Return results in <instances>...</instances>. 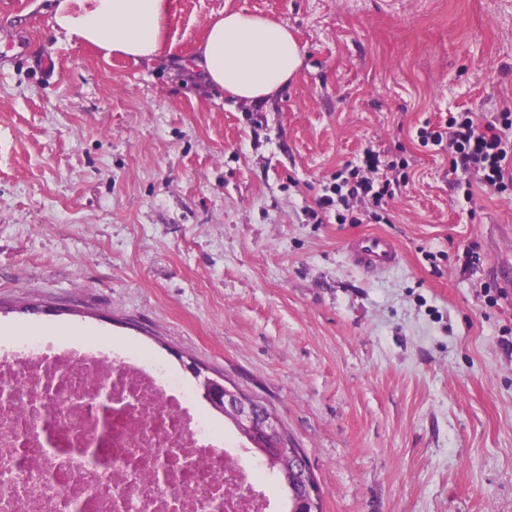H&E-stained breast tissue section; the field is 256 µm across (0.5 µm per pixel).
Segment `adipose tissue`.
<instances>
[{"instance_id": "1", "label": "adipose tissue", "mask_w": 512, "mask_h": 512, "mask_svg": "<svg viewBox=\"0 0 512 512\" xmlns=\"http://www.w3.org/2000/svg\"><path fill=\"white\" fill-rule=\"evenodd\" d=\"M53 27L104 56L150 62L166 53L170 0H53ZM303 47L287 26L244 11L211 20L185 67L211 89L260 104L298 72Z\"/></svg>"}]
</instances>
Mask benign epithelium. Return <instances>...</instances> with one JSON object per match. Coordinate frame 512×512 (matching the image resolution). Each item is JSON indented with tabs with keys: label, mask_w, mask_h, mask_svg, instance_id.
Here are the masks:
<instances>
[{
	"label": "benign epithelium",
	"mask_w": 512,
	"mask_h": 512,
	"mask_svg": "<svg viewBox=\"0 0 512 512\" xmlns=\"http://www.w3.org/2000/svg\"><path fill=\"white\" fill-rule=\"evenodd\" d=\"M187 369L199 380L203 394L212 405L224 411V414L235 422L242 433L255 440L280 438L281 425L269 409L230 387L224 379L203 374V368L193 362L188 364ZM261 453L267 466L286 479L293 474L301 481L312 476L310 466L300 451L291 448L286 451L283 449L270 451L263 448Z\"/></svg>",
	"instance_id": "benign-epithelium-1"
}]
</instances>
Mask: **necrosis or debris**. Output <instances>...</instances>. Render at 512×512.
I'll list each match as a JSON object with an SVG mask.
<instances>
[{
  "label": "necrosis or debris",
  "mask_w": 512,
  "mask_h": 512,
  "mask_svg": "<svg viewBox=\"0 0 512 512\" xmlns=\"http://www.w3.org/2000/svg\"><path fill=\"white\" fill-rule=\"evenodd\" d=\"M0 512H288L224 418L143 351L0 350Z\"/></svg>",
  "instance_id": "obj_1"
}]
</instances>
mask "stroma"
I'll return each instance as SVG.
<instances>
[{"mask_svg":"<svg viewBox=\"0 0 512 512\" xmlns=\"http://www.w3.org/2000/svg\"><path fill=\"white\" fill-rule=\"evenodd\" d=\"M283 23L258 113L176 68L227 11ZM26 34V53L9 42ZM512 101V0H171L165 58H103L51 0L0 8V327L89 326L264 402L324 512H512V296L480 284L512 199L452 189L415 130ZM406 158L389 224L308 223L364 149ZM402 254L372 276L346 244ZM482 246L477 270L458 249ZM436 255L429 263L425 252ZM350 261L368 274L394 269L400 264V253L395 242L382 234L357 238L348 245Z\"/></svg>","mask_w":512,"mask_h":512,"instance_id":"35a3bbf8","label":"stroma"}]
</instances>
